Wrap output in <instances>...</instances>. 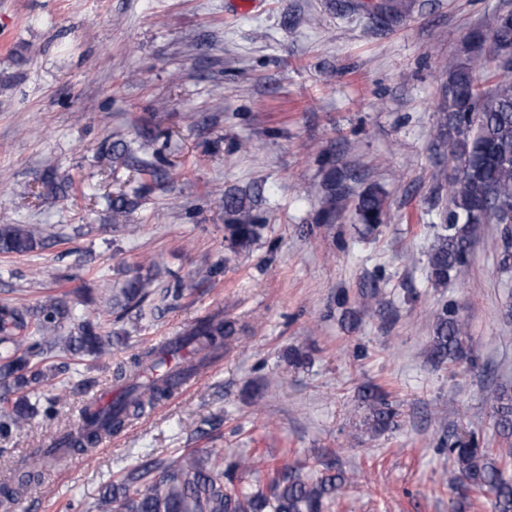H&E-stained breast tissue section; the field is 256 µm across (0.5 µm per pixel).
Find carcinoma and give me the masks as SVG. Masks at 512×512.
Returning a JSON list of instances; mask_svg holds the SVG:
<instances>
[{"label":"carcinoma","mask_w":512,"mask_h":512,"mask_svg":"<svg viewBox=\"0 0 512 512\" xmlns=\"http://www.w3.org/2000/svg\"><path fill=\"white\" fill-rule=\"evenodd\" d=\"M400 0H360L345 6H357L383 23L396 20ZM512 46V12L499 14L494 22L492 46L485 50L482 31L470 33L458 53L444 63L448 72L439 118V138L448 144L455 162L448 183V207L441 216L435 244L429 257V276L437 284L448 277H463L468 272L473 232L480 224H505L512 231V64L500 61L499 47ZM146 141L134 151L126 143L110 144L109 150L131 158L147 170L151 161L136 157L148 154ZM354 179L347 169H336L322 187L326 195L323 220L331 223L347 209L350 201L348 182ZM42 195L57 198L66 194L70 181L54 173L41 177ZM354 202V212L364 230L374 232L384 219V199L375 188L362 191ZM224 221L228 239L235 247H245L261 229V217L254 201L243 194H224ZM47 238L32 224H0V255H25L45 248ZM161 276L159 270L140 272L126 279L112 295V307L142 314V304L154 292L152 285ZM71 295L63 292L46 296L32 307L9 303L0 305V381L6 393L15 396L5 413L0 431L23 426L34 413L29 394L49 381L70 372L71 363L63 360L44 365L48 350L64 344L72 357L104 355L110 352L112 339L89 319L76 320ZM433 336L429 357L437 366L471 361L467 348L468 326L448 306L431 313ZM67 335H61L65 326ZM231 322L221 310L194 321L169 342L152 345L135 355L129 364L119 366L115 385L122 390L107 404L90 403L84 407L82 424L67 434L65 445L70 454H87L105 439L120 432L133 419L155 407L205 365L209 356L218 357L224 344L234 335ZM182 350L202 354L195 363L139 385L137 377L147 365L161 366ZM493 425L498 433L512 437V396L505 392L490 395ZM363 399L371 412V427L386 431L398 426L399 412L378 387L363 390ZM454 460L449 483L459 491V508H464L467 492H479L489 498L495 512H512V480L504 471L512 466V447L491 451L482 448L472 434H454L441 439ZM31 469L19 473L11 494L20 495L33 469L41 466L32 456ZM244 461L224 462L212 453H190L151 467L131 469L122 483L103 488L94 505L95 512H325L336 491L346 482L341 467L328 466L312 477L297 470L282 472L272 460L268 490L250 487L240 491L224 485L234 481Z\"/></svg>","instance_id":"1"}]
</instances>
